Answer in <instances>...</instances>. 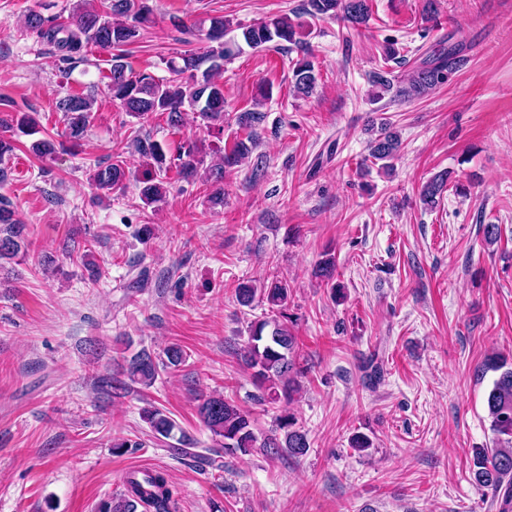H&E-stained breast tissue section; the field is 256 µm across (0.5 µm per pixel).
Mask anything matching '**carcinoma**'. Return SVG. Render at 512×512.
Masks as SVG:
<instances>
[{"label": "carcinoma", "instance_id": "cac0c4a2", "mask_svg": "<svg viewBox=\"0 0 512 512\" xmlns=\"http://www.w3.org/2000/svg\"><path fill=\"white\" fill-rule=\"evenodd\" d=\"M306 12L319 18H341L354 27L365 25L370 17L369 0H307ZM154 7L151 0H80L69 14L66 24L54 15L31 11L24 20L25 30L61 53L62 60L71 64L84 58L86 48L93 45L111 55L110 68L105 75L106 87L112 99L119 101L123 111L140 120L156 115L166 117L168 127L180 131L184 115L197 112L207 121L224 131V60L235 54L234 43L225 39L232 24L222 16L204 23L187 25L177 15L170 16L171 26L182 34L180 42L190 44L196 40L207 43L201 52L186 51L166 62L170 76L156 79L143 72L135 74L124 62L123 47L135 42L141 31L152 26ZM298 31L286 16H277L242 31L245 43L252 48L274 49L289 53L302 44ZM456 49H442L426 56L407 78V85L396 89L399 98L419 96L443 83L448 73L456 68ZM294 91L308 95L317 83L313 63L307 58L297 60L292 69ZM94 97L85 93H71L59 101L68 135L77 141L90 125ZM0 127L17 134L34 136L40 133L35 118L24 113L11 125L0 119ZM255 140L248 135L239 138L224 149L221 161L206 172V179L215 185L210 202L224 205V168L240 165L253 151ZM401 148L400 134L390 123H380L378 135L370 144V155L379 161L396 156ZM142 156L153 161L154 172L138 180L139 197L143 205L153 208L166 198L163 175L176 170L182 180L194 179L203 165L201 149L193 140L183 141L177 153L170 154L158 141L144 139L137 144ZM130 172L123 160L99 164L89 174V181L96 189L112 193L122 189ZM450 173L442 171L429 178L420 190L424 208L436 207L448 188ZM26 227L16 217L11 205L0 201V260L12 261L24 254ZM331 290L341 285L336 282L335 257L323 258L315 270ZM268 305L266 316L251 322L248 344L243 358L260 389L254 399L275 410V434L258 441L249 415L221 395L207 396L198 405L200 419L217 438L218 447L207 452L219 454L247 453L255 447L268 455L284 453L291 457L304 455L309 448L307 433L297 427V419L288 409L293 392L297 391L298 378L305 373L300 363L301 353L297 338L288 329V284L275 279L263 290ZM185 360L181 346L171 344L164 350V359L156 361L151 353L140 350L125 360L120 375L110 373L99 378V384L108 396L125 390L127 382L151 386L159 375V367H178ZM487 367L500 372L488 392L486 406L491 419V429L497 435L496 448L478 449L474 455L475 482L495 492L504 490L502 512H512V483L503 486L512 475V368L493 356ZM143 418L153 437L168 439L177 424L162 409L152 406L143 410ZM173 491L167 474L160 470L147 471L126 480L122 493L98 505V512H138L142 501L150 499L154 512H169Z\"/></svg>", "mask_w": 512, "mask_h": 512}]
</instances>
